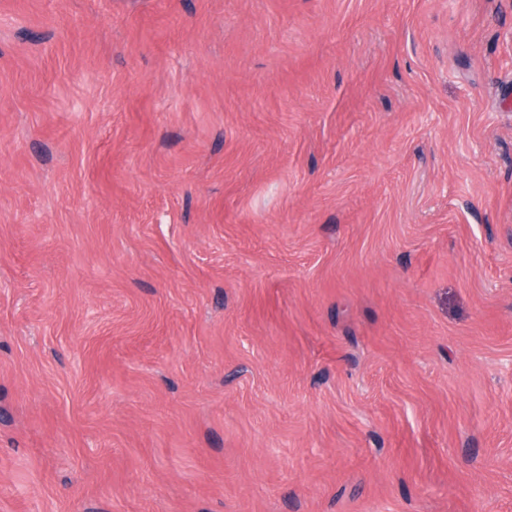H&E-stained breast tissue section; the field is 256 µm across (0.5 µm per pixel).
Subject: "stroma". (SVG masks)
<instances>
[{"mask_svg": "<svg viewBox=\"0 0 512 512\" xmlns=\"http://www.w3.org/2000/svg\"><path fill=\"white\" fill-rule=\"evenodd\" d=\"M0 512H512V0H0Z\"/></svg>", "mask_w": 512, "mask_h": 512, "instance_id": "stroma-1", "label": "stroma"}]
</instances>
